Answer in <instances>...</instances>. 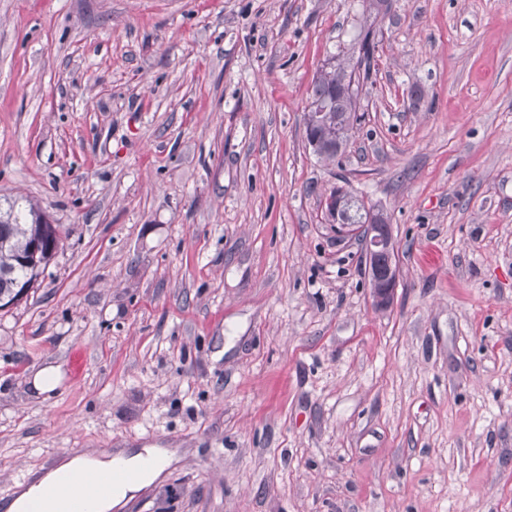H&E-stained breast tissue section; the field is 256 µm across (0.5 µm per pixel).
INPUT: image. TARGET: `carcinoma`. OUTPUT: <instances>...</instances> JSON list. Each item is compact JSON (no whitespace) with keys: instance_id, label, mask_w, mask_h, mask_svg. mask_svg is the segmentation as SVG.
Segmentation results:
<instances>
[{"instance_id":"carcinoma-1","label":"carcinoma","mask_w":512,"mask_h":512,"mask_svg":"<svg viewBox=\"0 0 512 512\" xmlns=\"http://www.w3.org/2000/svg\"><path fill=\"white\" fill-rule=\"evenodd\" d=\"M376 48L373 30L361 28L350 58L327 64L315 79L309 111L321 113L313 134L322 145L319 157L325 160H334L344 151L351 132L361 121L360 92L374 66ZM344 209L350 225L386 223L382 215L370 214L352 196ZM60 238L58 225L49 223L33 205L22 208L9 202L7 207H0V295L21 298L23 287L31 286L39 270L54 256ZM36 241L43 244L37 260L20 262Z\"/></svg>"}]
</instances>
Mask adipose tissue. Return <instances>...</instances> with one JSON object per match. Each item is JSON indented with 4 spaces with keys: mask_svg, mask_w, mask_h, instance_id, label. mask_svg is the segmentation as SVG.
<instances>
[{
    "mask_svg": "<svg viewBox=\"0 0 512 512\" xmlns=\"http://www.w3.org/2000/svg\"><path fill=\"white\" fill-rule=\"evenodd\" d=\"M177 458V451L169 448H148L136 453L127 449L112 452L92 448L81 460L61 461L54 469L40 476L36 482L22 487L11 502L9 512H27L30 504L51 499L56 486L62 480L73 476L75 470L80 467L100 473H108L115 468L138 472L137 480L113 484L108 494L94 501L92 512H111L112 508L120 505L123 500L133 497L158 481Z\"/></svg>",
    "mask_w": 512,
    "mask_h": 512,
    "instance_id": "1",
    "label": "adipose tissue"
}]
</instances>
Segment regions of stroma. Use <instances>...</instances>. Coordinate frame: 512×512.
Returning <instances> with one entry per match:
<instances>
[{
    "instance_id": "1",
    "label": "stroma",
    "mask_w": 512,
    "mask_h": 512,
    "mask_svg": "<svg viewBox=\"0 0 512 512\" xmlns=\"http://www.w3.org/2000/svg\"><path fill=\"white\" fill-rule=\"evenodd\" d=\"M366 22L323 162L313 82ZM337 187L388 220V306ZM0 198L61 230L0 310V500L156 446L112 512H512V0H0ZM376 48L373 30L363 26L350 58L345 62L339 60L336 64L329 62L316 77L306 121L312 119L314 123L319 116L315 112L322 113L313 131L314 137L322 145L323 152L317 155L320 158L336 159L361 121L363 114L358 113L360 92L374 66ZM315 138L306 137L313 152L320 150Z\"/></svg>"
}]
</instances>
